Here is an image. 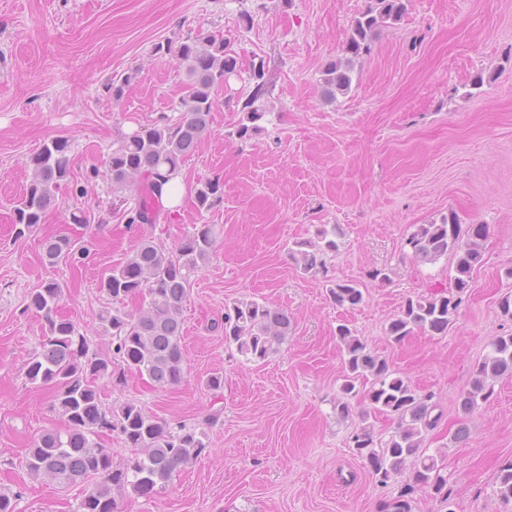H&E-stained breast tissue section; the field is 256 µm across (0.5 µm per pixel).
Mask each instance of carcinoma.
Segmentation results:
<instances>
[{
    "instance_id": "obj_1",
    "label": "carcinoma",
    "mask_w": 512,
    "mask_h": 512,
    "mask_svg": "<svg viewBox=\"0 0 512 512\" xmlns=\"http://www.w3.org/2000/svg\"><path fill=\"white\" fill-rule=\"evenodd\" d=\"M405 0H369L367 8L352 24L344 47V58L327 64L323 71L325 99L351 91L355 60L370 52L374 35L403 18ZM185 68L186 96L183 112L176 120L161 117L153 127L140 133H125L112 145L106 169L113 190L121 192L138 186L135 205L122 212L126 224H154L158 215L159 190L170 174L176 173L192 154L209 129L214 108L213 91L224 84L225 76L237 71L238 58L224 37L198 31L177 46ZM130 77L113 76L104 89L112 100L123 98ZM248 80L253 89L242 107L244 122L236 134L248 139L262 130L258 121L266 114L264 98L270 78L264 59L251 62ZM71 140L57 136L30 157L32 179L14 207L17 236L22 237L43 223L45 213L69 177L68 153ZM168 172L163 174L160 167ZM219 179H206L194 189L193 205L203 213L220 199ZM487 225L462 228L454 217L419 224L406 241L414 260L434 263L442 257L453 259L455 292L430 298H408L399 315L387 327L388 335L400 341L415 330L444 336L469 288L473 272L483 262L482 241ZM336 227H322L316 239L296 241L290 254L303 274L326 273L325 257L339 250ZM218 233L213 224H194L173 248L150 237L141 238L124 261L105 270L99 288L113 301L140 297L144 306L135 315L112 307L99 316L103 330L112 336L107 351L90 348L87 338L75 324L54 318L63 296L62 287L48 282L28 296V307L43 314L45 332L41 349L28 359L26 377L39 387L56 388L53 408L67 421V429L40 435L27 449L23 464L35 478L51 479L67 487L94 480L78 503L77 512H124L126 491L150 498L166 487L173 474L198 458L206 449L204 433L184 427L174 432L169 423L135 400L109 406L102 400L100 380L121 382L125 371L145 374L158 388L182 382L183 310L190 287L206 267L216 248ZM76 243L67 236L46 241L45 257L50 264L74 258ZM330 297L340 308H354L364 301L363 291L349 281L336 282ZM292 331L288 312L266 301L235 300L224 308V341L235 346L248 362L268 358L287 341ZM338 338L345 354L346 373L340 385L341 397L334 411L349 416L345 398L362 394L369 409L396 417L397 427L385 441L375 442L369 427L363 426L350 437L355 452L366 460L373 476L385 485L400 477L411 465L409 483L398 496L388 500L381 512H413L409 498L414 486L428 487L440 494L447 486L436 454L426 453L424 435L441 419L434 394L418 391L405 377L391 369L386 359L376 355L351 329L341 324ZM512 379V334L498 336L491 350L474 370L469 388L457 399L461 411L469 414L488 401L494 383ZM103 430H116L131 455L125 462H112V449L96 441ZM499 493L512 500V462L498 475Z\"/></svg>"
}]
</instances>
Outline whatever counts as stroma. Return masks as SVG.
I'll list each match as a JSON object with an SVG mask.
<instances>
[{"mask_svg":"<svg viewBox=\"0 0 512 512\" xmlns=\"http://www.w3.org/2000/svg\"><path fill=\"white\" fill-rule=\"evenodd\" d=\"M367 3L0 0V489L17 495L18 512H74L83 493L34 479L21 465L44 431L65 426L50 408L51 388L25 378L44 333L27 308L30 292L63 284L58 318L107 349L112 338L99 315L112 300L98 286L101 273L142 235L171 247L194 224L216 225L220 235L183 311V381L158 390L130 372L104 398L138 400L171 426L205 432L207 449L153 498L127 495L125 512H380L401 483L377 482L349 436L368 424L385 440L397 422L362 418L359 396L348 400L349 417L337 418L342 320L439 402L443 416L424 446L444 452L454 512H512L497 485L512 460V380L497 381L472 414L457 405L492 340L512 333L499 307L512 294V0H409L402 20L360 59L351 92L326 102L322 71L342 57ZM244 12L251 28L239 22ZM201 30L223 32L243 62L265 59L269 111L259 133L239 139L253 85L247 75L230 77L180 169L191 189L221 178V203L201 214L187 201L159 224L127 226L106 158L120 134L180 116L185 71L176 53H155L154 45ZM123 73L131 81L116 103L103 85ZM56 136L72 141L69 185L44 224L16 237L12 203L31 179L28 158ZM445 215L487 225L483 264L447 335L417 331L394 342L387 326L407 298L451 286L452 259L417 263L405 245L416 225ZM324 224L341 227L340 248L328 254L326 275H304L288 249ZM58 234L90 241L89 255L46 265L42 243ZM336 281L357 283L363 303L336 307ZM239 299L269 302L291 318L287 343L266 360L245 361L224 342V307ZM215 373L223 388H206ZM462 423L469 437L458 445L451 436Z\"/></svg>","mask_w":512,"mask_h":512,"instance_id":"stroma-1","label":"stroma"}]
</instances>
